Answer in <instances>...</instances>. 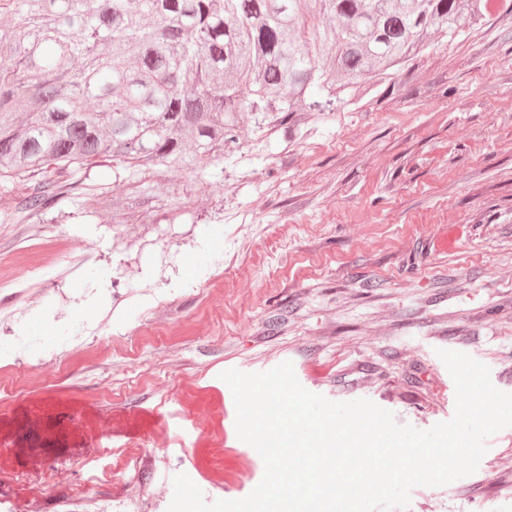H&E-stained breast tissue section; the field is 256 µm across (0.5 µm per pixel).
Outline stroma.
<instances>
[{"mask_svg": "<svg viewBox=\"0 0 512 512\" xmlns=\"http://www.w3.org/2000/svg\"><path fill=\"white\" fill-rule=\"evenodd\" d=\"M369 77L333 111L241 123L224 180L167 171L192 224H104L62 202L0 224V512H167L264 474L236 368L292 362L335 402L449 421L438 350L512 393V0ZM41 267L40 279L27 278ZM408 512H512V427Z\"/></svg>", "mask_w": 512, "mask_h": 512, "instance_id": "35a3bbf8", "label": "stroma"}]
</instances>
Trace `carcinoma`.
I'll return each instance as SVG.
<instances>
[{"label":"carcinoma","instance_id":"cac0c4a2","mask_svg":"<svg viewBox=\"0 0 512 512\" xmlns=\"http://www.w3.org/2000/svg\"><path fill=\"white\" fill-rule=\"evenodd\" d=\"M486 0H0V193L45 219L57 201L127 224L161 202L147 174L224 179L239 117L290 112L360 90L425 41L481 23ZM112 162L125 183L75 184Z\"/></svg>","mask_w":512,"mask_h":512}]
</instances>
